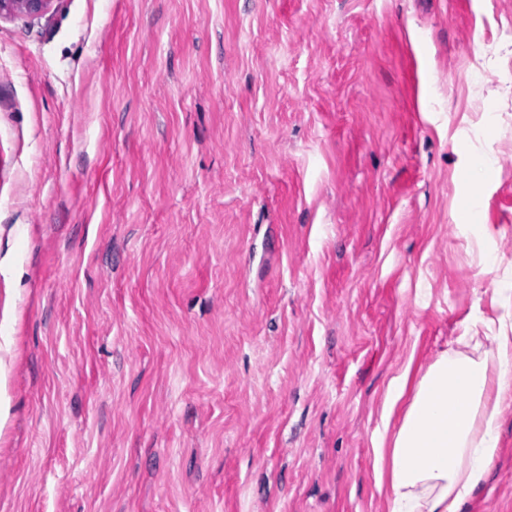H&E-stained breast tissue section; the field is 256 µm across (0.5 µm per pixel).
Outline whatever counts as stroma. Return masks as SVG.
Listing matches in <instances>:
<instances>
[{
    "instance_id": "35a3bbf8",
    "label": "stroma",
    "mask_w": 512,
    "mask_h": 512,
    "mask_svg": "<svg viewBox=\"0 0 512 512\" xmlns=\"http://www.w3.org/2000/svg\"><path fill=\"white\" fill-rule=\"evenodd\" d=\"M512 321V0L0 20V512H387L390 380ZM463 512H512V408Z\"/></svg>"
}]
</instances>
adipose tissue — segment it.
Instances as JSON below:
<instances>
[{
  "instance_id": "1",
  "label": "adipose tissue",
  "mask_w": 512,
  "mask_h": 512,
  "mask_svg": "<svg viewBox=\"0 0 512 512\" xmlns=\"http://www.w3.org/2000/svg\"><path fill=\"white\" fill-rule=\"evenodd\" d=\"M512 406V330L472 322L420 374L394 432L377 433V482L388 512H462L497 455Z\"/></svg>"
}]
</instances>
